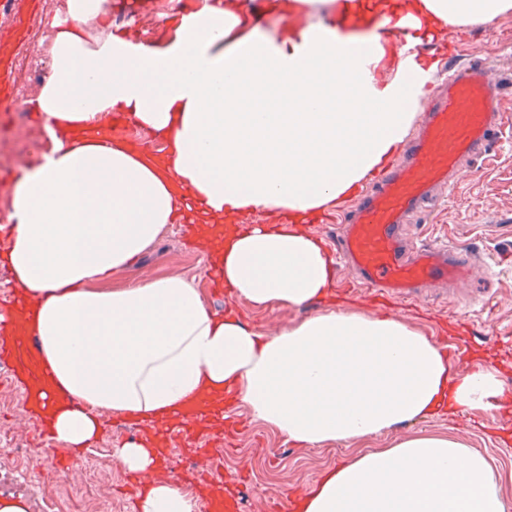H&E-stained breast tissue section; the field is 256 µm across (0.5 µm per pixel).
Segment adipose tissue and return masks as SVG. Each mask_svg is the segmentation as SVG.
<instances>
[{
  "label": "adipose tissue",
  "mask_w": 512,
  "mask_h": 512,
  "mask_svg": "<svg viewBox=\"0 0 512 512\" xmlns=\"http://www.w3.org/2000/svg\"><path fill=\"white\" fill-rule=\"evenodd\" d=\"M243 0L207 5L167 46L110 31L107 0H67L51 23V73L31 103L53 147L11 189L7 262L32 301L18 331L37 337L53 371L55 441L83 448L95 410L163 423L190 403L225 396L286 440L312 447L376 436L442 412L503 401L498 369L454 374L447 355L403 320L344 310L332 260L303 225L352 194L394 153L419 110L432 66L388 57L382 28L413 21L420 44L449 27L489 23L512 0H282L288 16L368 13L370 30L325 22L262 31ZM97 21L99 37L83 26ZM129 112L164 132L163 154L110 139L107 118ZM191 189L214 270L256 308L318 305L273 336L206 308L177 276L125 288L92 282L123 268L171 223ZM288 211L277 229L239 215ZM138 512H196L159 483ZM300 512H512L488 458L444 434L415 432L354 453L326 472Z\"/></svg>",
  "instance_id": "adipose-tissue-1"
}]
</instances>
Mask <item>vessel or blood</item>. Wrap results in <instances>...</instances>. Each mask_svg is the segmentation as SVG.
Listing matches in <instances>:
<instances>
[{
  "instance_id": "1",
  "label": "vessel or blood",
  "mask_w": 512,
  "mask_h": 512,
  "mask_svg": "<svg viewBox=\"0 0 512 512\" xmlns=\"http://www.w3.org/2000/svg\"><path fill=\"white\" fill-rule=\"evenodd\" d=\"M441 87L428 106L421 129L407 142L401 161L391 163L357 194L355 206L337 210L335 221L343 232L333 247L336 266L349 270L357 283L380 295H395L413 303L421 288L468 281L473 264L458 247L447 244L414 245L407 238L411 216L430 204L444 188L454 186L457 169L480 157H490L491 145L512 123V93L506 92L493 64L467 61L454 52L442 61ZM40 343L30 337L13 343L7 360L23 389L25 403L38 423L42 439H50L54 402L45 394L50 374L37 361ZM190 411L177 429L132 421L148 447L161 460L158 477L170 478L173 441L183 454L195 458L193 476L204 480L217 460L210 449L196 445ZM242 494L206 499V512H240Z\"/></svg>"
}]
</instances>
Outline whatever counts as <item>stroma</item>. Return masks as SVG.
<instances>
[{
	"label": "stroma",
	"instance_id": "35a3bbf8",
	"mask_svg": "<svg viewBox=\"0 0 512 512\" xmlns=\"http://www.w3.org/2000/svg\"><path fill=\"white\" fill-rule=\"evenodd\" d=\"M465 32L471 38L462 46L464 57L512 62V13L488 24L449 28L447 37L453 41ZM47 148L44 129L32 125L22 142L10 132L0 133V165L20 169L38 162ZM409 233L420 241L449 240L472 252L490 278L459 286L455 307L426 303L415 308L395 306L392 314L439 344L467 336L473 357L458 361V370L468 369L475 361L494 365L512 389V128L496 149L493 165L473 163L460 176L456 189L412 219ZM163 276H178L192 281L200 293L208 291L211 273L207 255L199 246L185 245L181 230L163 228L134 262L113 272L104 285L122 288L147 277ZM211 309L235 315L265 334L310 314L306 308L256 309L229 292ZM229 414L236 427L230 446L216 448L221 466L212 476L210 492L219 494L233 487L239 476H246L248 492L241 512H266L269 501L304 494L324 470L353 453L388 447L392 438L410 432L409 427L401 426L371 439L306 448L254 421L245 406H234ZM95 415L106 428L90 445L88 455L67 472L54 474L49 459L59 454V447L38 439L20 385L11 381L7 368L0 367V466L19 473L22 485L17 494L28 502L29 512H100L106 504L111 505L112 512H136L135 498L119 491L126 470L113 457L114 449L131 441L132 436L110 427L111 411L99 409ZM502 426L512 427V409L443 413L419 424L422 430L456 438L486 455L501 475L502 495L512 503V447L502 444L495 433Z\"/></svg>",
	"mask_w": 512,
	"mask_h": 512
}]
</instances>
